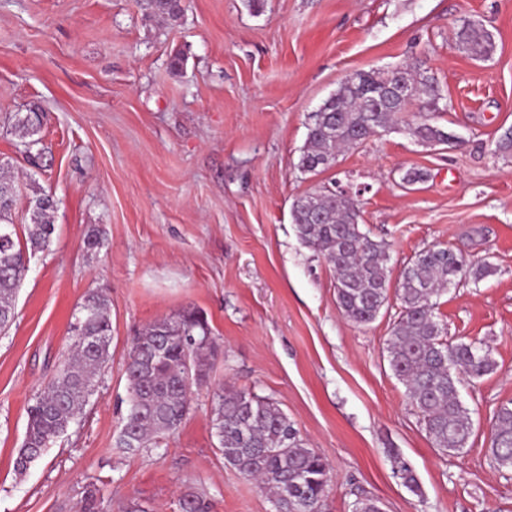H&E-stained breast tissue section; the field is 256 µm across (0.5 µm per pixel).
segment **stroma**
<instances>
[{
    "label": "stroma",
    "instance_id": "35a3bbf8",
    "mask_svg": "<svg viewBox=\"0 0 512 512\" xmlns=\"http://www.w3.org/2000/svg\"><path fill=\"white\" fill-rule=\"evenodd\" d=\"M182 6L166 22L148 0H0V160L19 186V238L33 193L55 200L52 243L30 255L0 335V512H83L92 485L102 512H180L190 487L211 512H273L217 448L210 410L224 384L278 402L324 457V512H351L360 497L383 512H512V470L487 452L490 422L512 401V157L495 153L512 129V0ZM467 19L492 32L490 59L456 46ZM405 62L435 75L450 107L434 122L457 145H423L401 127L301 172L310 113L346 76ZM33 105L45 110L36 165L7 130ZM409 168L424 181L402 185ZM324 186L359 191L360 228L385 243L390 279L433 246L492 265L437 299L448 339L483 341L496 362L461 390L474 422L462 453L434 448L389 368L398 300L367 325L345 320L332 268L298 238L292 203ZM95 229L98 251L86 244ZM96 291L109 299L112 358L77 421L17 475L27 407L57 375L73 316ZM186 309L204 314L219 344L208 382L176 434L125 452L128 349L147 324ZM397 454L418 492L394 475Z\"/></svg>",
    "mask_w": 512,
    "mask_h": 512
}]
</instances>
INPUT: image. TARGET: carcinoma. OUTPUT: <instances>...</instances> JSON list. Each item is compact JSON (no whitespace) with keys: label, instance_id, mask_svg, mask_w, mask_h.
<instances>
[{"label":"carcinoma","instance_id":"cac0c4a2","mask_svg":"<svg viewBox=\"0 0 512 512\" xmlns=\"http://www.w3.org/2000/svg\"><path fill=\"white\" fill-rule=\"evenodd\" d=\"M155 16L176 21L181 0H149ZM456 45L476 58H487L494 41L484 25L466 20L456 33ZM405 76L402 95L382 100L395 75ZM435 77L406 64L398 72L376 69L357 74L311 115L306 145L298 168L316 173L335 163L344 148L359 147L379 131L403 123L409 134L427 145H449L451 136L431 122V115L447 110ZM415 104L428 108L407 120ZM43 109L33 105L17 112L10 133L18 137L25 156L40 143ZM16 192L10 162H0V327L15 317L18 288L29 259L51 243L54 225L53 199L34 195L30 200L31 227L26 245H21L12 212ZM291 216L301 241L324 257L335 274L336 302L348 321L366 325L374 321L388 303L385 245L361 231L360 208L343 193L316 190L297 198ZM492 273L483 263L472 266L453 250L434 246L417 253L401 271L395 286L400 311L387 340V358L394 375L406 386L410 406L424 425L433 446L446 455L459 454L472 434L468 409L459 389L468 380L491 374L496 363L488 349L477 341L444 339V328L435 315L436 298L464 277L475 281ZM109 300L101 292L88 294L70 325L71 356L58 375L35 397L27 410V425L15 470L24 474L47 448L64 434L83 412L96 385V378L109 362L111 322ZM198 341L201 377L205 383L211 360L219 345L204 315L185 310L156 320L133 339L126 365L127 410L122 417L117 443L128 451L156 447L160 439L175 434L191 410V398L183 380L185 351L181 337ZM163 342L165 359L149 370L142 358ZM211 423L224 461L241 474L258 482L274 498L276 512H322L328 485V465L308 446L279 404L269 397L224 387L216 393ZM490 458L499 469L512 470V401L494 415L489 431ZM394 473L406 487L416 488L407 461L395 457ZM182 512H210L209 501L193 489L181 499Z\"/></svg>","mask_w":512,"mask_h":512}]
</instances>
